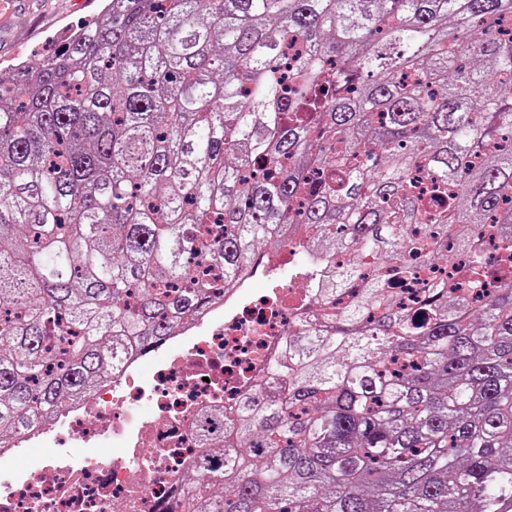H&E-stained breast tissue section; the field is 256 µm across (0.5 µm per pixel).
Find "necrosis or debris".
I'll use <instances>...</instances> for the list:
<instances>
[{
    "mask_svg": "<svg viewBox=\"0 0 512 512\" xmlns=\"http://www.w3.org/2000/svg\"><path fill=\"white\" fill-rule=\"evenodd\" d=\"M321 271L255 295L250 279L212 303L162 344L151 376L133 352L82 400L0 449V512H168L196 455L195 419L231 403L262 375L268 353L286 348L303 299ZM112 443L109 458L97 447ZM43 450L23 470L10 460Z\"/></svg>",
    "mask_w": 512,
    "mask_h": 512,
    "instance_id": "obj_1",
    "label": "necrosis or debris"
}]
</instances>
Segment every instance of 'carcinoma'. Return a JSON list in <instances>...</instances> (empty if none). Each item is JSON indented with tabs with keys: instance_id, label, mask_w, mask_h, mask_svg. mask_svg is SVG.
<instances>
[{
	"instance_id": "obj_1",
	"label": "carcinoma",
	"mask_w": 512,
	"mask_h": 512,
	"mask_svg": "<svg viewBox=\"0 0 512 512\" xmlns=\"http://www.w3.org/2000/svg\"><path fill=\"white\" fill-rule=\"evenodd\" d=\"M301 226L355 261L170 512H512V0H105L0 70V443Z\"/></svg>"
}]
</instances>
